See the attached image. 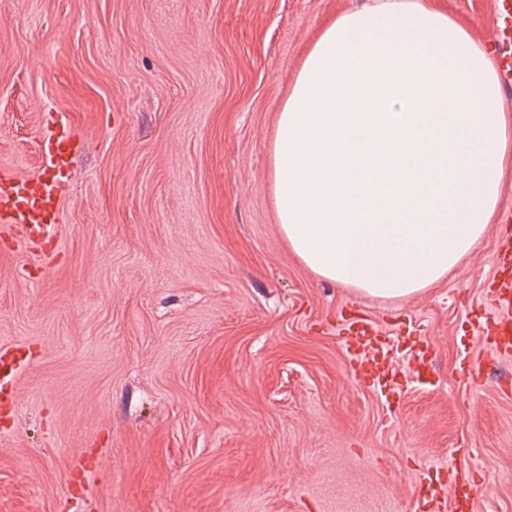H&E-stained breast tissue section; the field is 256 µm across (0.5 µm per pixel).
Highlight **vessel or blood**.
I'll return each instance as SVG.
<instances>
[{
    "instance_id": "b4317fda",
    "label": "vessel or blood",
    "mask_w": 512,
    "mask_h": 512,
    "mask_svg": "<svg viewBox=\"0 0 512 512\" xmlns=\"http://www.w3.org/2000/svg\"><path fill=\"white\" fill-rule=\"evenodd\" d=\"M75 150L70 121L63 116L57 129L45 134L40 173L24 180L0 175V237L10 240L13 249L28 253L44 269L59 260L60 211L73 178ZM485 316L498 329L499 352L512 351V286L497 289ZM348 333V349L356 371L381 400H389L409 376L431 368L423 352L412 353L408 363H401L398 337L377 333L366 319L352 322ZM27 364L25 346H0V405L15 406L19 375ZM439 473L445 482L461 489V496L449 501L440 487L422 485L418 512H469V501L477 488L468 466H444Z\"/></svg>"
}]
</instances>
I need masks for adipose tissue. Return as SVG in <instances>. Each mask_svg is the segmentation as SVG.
Returning a JSON list of instances; mask_svg holds the SVG:
<instances>
[{
    "mask_svg": "<svg viewBox=\"0 0 512 512\" xmlns=\"http://www.w3.org/2000/svg\"><path fill=\"white\" fill-rule=\"evenodd\" d=\"M511 167L495 56L433 0H380L328 23L271 147L291 251L322 279L389 299L479 248Z\"/></svg>",
    "mask_w": 512,
    "mask_h": 512,
    "instance_id": "ef3b65f1",
    "label": "adipose tissue"
}]
</instances>
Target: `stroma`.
<instances>
[{"label":"stroma","instance_id":"1","mask_svg":"<svg viewBox=\"0 0 512 512\" xmlns=\"http://www.w3.org/2000/svg\"><path fill=\"white\" fill-rule=\"evenodd\" d=\"M372 0H0V168L78 130L57 270L0 251V512H415L467 449L473 512H512V355L481 313L512 281V175L481 246L409 299L306 268L271 191L277 114L332 18ZM503 51L494 0H437ZM417 331L433 384L394 409L354 374L353 314ZM483 360L463 374V354ZM28 362L25 345L0 346V403L2 406H15L19 375Z\"/></svg>","mask_w":512,"mask_h":512}]
</instances>
